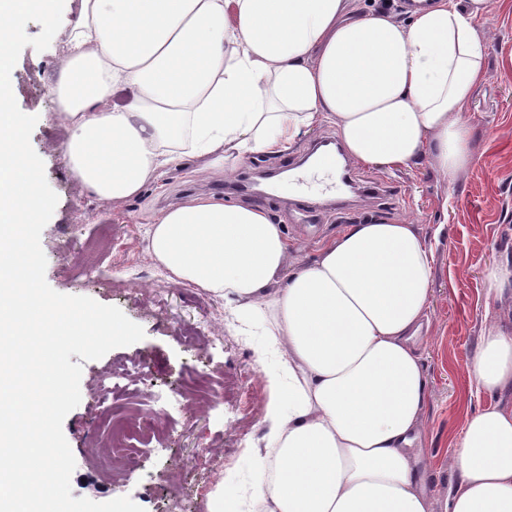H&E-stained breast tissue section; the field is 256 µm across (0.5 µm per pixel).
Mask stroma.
<instances>
[{"mask_svg": "<svg viewBox=\"0 0 512 512\" xmlns=\"http://www.w3.org/2000/svg\"><path fill=\"white\" fill-rule=\"evenodd\" d=\"M63 17L49 48L25 47L11 73L20 110L38 118L31 145L58 196L41 234L46 281L59 293L119 307L145 332L141 341L82 366L81 401L63 422L76 461L73 497L106 502L127 496L144 512H211L212 495L220 490L224 512H246L249 490L259 479L255 460L268 444L266 416L279 368L267 336L270 323L257 321L242 334L231 299L174 282L147 250L155 215L169 204L206 196L260 205L283 226L292 259L302 263L314 258L322 240L368 221L405 218L424 239H437L429 323L419 341L427 399L417 450L431 512H445L448 488L459 477L454 437L479 406L470 397L466 361L488 323L512 328V296L486 301L483 279L493 262H512V0H493L490 13L476 22L487 60L464 109L473 164L452 180L426 154L392 170L352 165L356 184L384 187L366 200L354 191L323 198L313 175L300 191L286 181L264 189L260 201L249 191L259 172L296 169L315 143L336 137L335 125L323 123L284 153L244 156L228 175L211 168L207 158L186 157L139 197L102 206L68 172L66 132L51 91L72 14ZM124 364L134 368L126 387L163 432L112 483L87 449L107 439L102 419L112 412V397L105 388L112 369ZM202 375L210 378L214 395L190 399L186 389Z\"/></svg>", "mask_w": 512, "mask_h": 512, "instance_id": "1", "label": "stroma"}]
</instances>
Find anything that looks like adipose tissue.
Listing matches in <instances>:
<instances>
[{
  "label": "adipose tissue",
  "mask_w": 512,
  "mask_h": 512,
  "mask_svg": "<svg viewBox=\"0 0 512 512\" xmlns=\"http://www.w3.org/2000/svg\"><path fill=\"white\" fill-rule=\"evenodd\" d=\"M492 0H434L398 20L357 0H77L52 91L69 173L99 202L139 196L184 156L229 162L291 149L335 125L347 156L392 169L428 153L454 176L473 161L463 109L484 75L475 22ZM151 260L176 283L271 315L287 398L267 436L272 512H430L412 453L425 380L434 249L406 220L355 224L287 271L281 225L248 204L197 198L162 210ZM288 272L282 288L275 278ZM460 478L446 512H512V330L469 356Z\"/></svg>",
  "instance_id": "adipose-tissue-1"
}]
</instances>
